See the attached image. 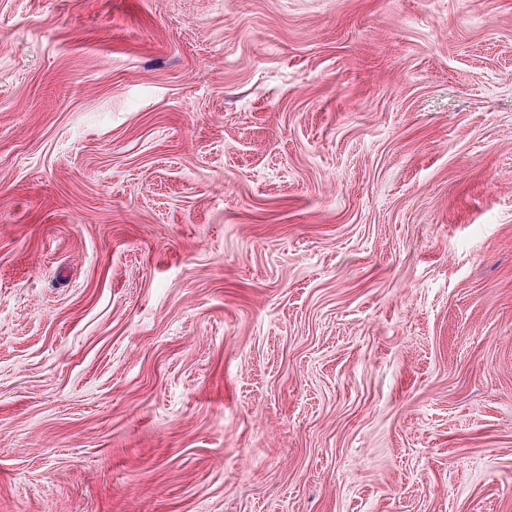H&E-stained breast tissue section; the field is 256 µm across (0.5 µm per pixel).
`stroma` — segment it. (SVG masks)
Here are the masks:
<instances>
[{
    "mask_svg": "<svg viewBox=\"0 0 512 512\" xmlns=\"http://www.w3.org/2000/svg\"><path fill=\"white\" fill-rule=\"evenodd\" d=\"M0 512H512V0H0Z\"/></svg>",
    "mask_w": 512,
    "mask_h": 512,
    "instance_id": "obj_1",
    "label": "stroma"
}]
</instances>
